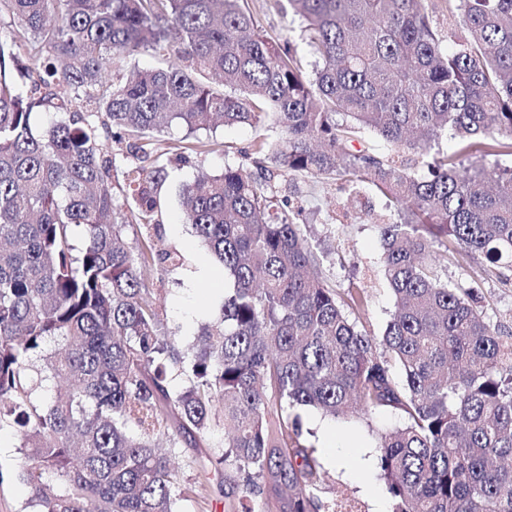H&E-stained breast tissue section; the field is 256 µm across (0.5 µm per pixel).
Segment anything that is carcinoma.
<instances>
[{
	"mask_svg": "<svg viewBox=\"0 0 512 512\" xmlns=\"http://www.w3.org/2000/svg\"><path fill=\"white\" fill-rule=\"evenodd\" d=\"M285 2L311 75L244 0H0L16 26L0 38V430L18 438L30 512H177L215 463L237 486L224 512H340L319 496L308 409L400 413L377 456L392 512H512V333L474 280L445 277L463 254L512 268V166L461 160L512 156V0H448L451 50L426 0ZM117 52L161 65L106 82ZM36 108L59 118L37 127ZM266 121L280 136L254 141L255 169L182 189L184 222L233 282L185 346L142 278L181 256L150 233L124 245L108 141L126 143L149 227L164 127ZM366 131L387 151L355 148ZM269 159L368 186L397 214L379 225L382 335L358 327L364 290L329 285ZM221 425L183 480L182 445Z\"/></svg>",
	"mask_w": 512,
	"mask_h": 512,
	"instance_id": "1",
	"label": "carcinoma"
}]
</instances>
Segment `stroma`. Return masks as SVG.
<instances>
[{"label":"stroma","mask_w":512,"mask_h":512,"mask_svg":"<svg viewBox=\"0 0 512 512\" xmlns=\"http://www.w3.org/2000/svg\"><path fill=\"white\" fill-rule=\"evenodd\" d=\"M245 5L262 34L296 46L306 69H313L315 58L301 43L300 22L284 12L282 0H245ZM266 134L265 127L249 125H220L193 134L177 127L164 131L166 138L181 141L183 148L164 160L169 176L159 196V233L162 247L179 251L185 263L176 269L148 271L145 282L157 299L167 331L183 341L194 340L200 325L218 310L208 277L222 275L223 269L184 223L178 187L202 171L217 174L228 163L248 164L253 140ZM274 185L279 195L288 197L297 223L304 225L331 286L340 291L353 283L366 288L369 303L363 323L371 334L382 335L394 301L381 267L379 227L393 221V212L370 191L353 194L332 181L282 173ZM446 275L451 280L464 275L478 280L489 319L512 330V272L491 276L478 261L466 258L448 267ZM304 420L315 434L313 442L327 473L322 499L349 500L353 512H390L391 501L378 477L377 443L400 425V414L384 411L333 419L311 409L305 411ZM17 455L16 437L10 430L0 431V512H25L29 493L14 470Z\"/></svg>","instance_id":"1"}]
</instances>
